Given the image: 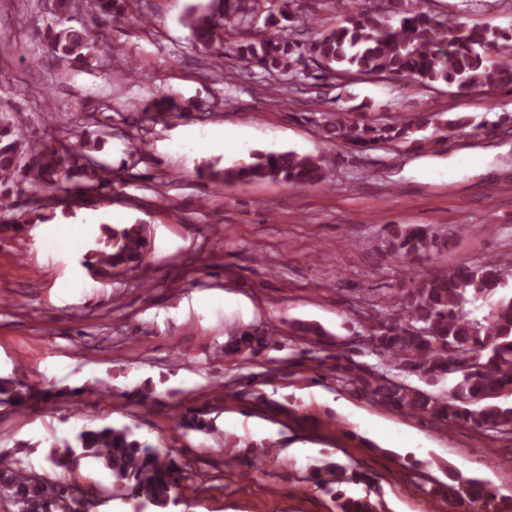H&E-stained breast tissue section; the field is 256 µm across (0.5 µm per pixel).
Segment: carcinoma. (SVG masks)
<instances>
[{
	"label": "carcinoma",
	"mask_w": 512,
	"mask_h": 512,
	"mask_svg": "<svg viewBox=\"0 0 512 512\" xmlns=\"http://www.w3.org/2000/svg\"><path fill=\"white\" fill-rule=\"evenodd\" d=\"M128 0H85L90 13L119 22ZM294 0H209L204 10L191 7L181 17L198 52L224 57L229 50L248 67L276 76L283 87L297 92L310 80L332 76L338 80L361 75H398L411 86L446 84L458 92L475 89L505 90L512 94V31L473 24L448 25L425 11L401 9L389 0L392 14L376 13L364 6L352 8L343 23L316 33L307 46L294 38L293 27L281 25L291 18ZM75 0H56L54 20L47 25L51 53L67 68L85 65L94 57L105 29L92 35L71 24ZM316 69H310V65ZM328 137L343 141L356 151L380 144H403L426 150L449 133L465 128L464 117L444 119L442 114L416 112L408 118L385 123L366 113L334 110L321 113ZM128 140L137 156L148 153L145 141L123 129L115 133ZM85 140L47 141L24 134L15 114L0 111V224L27 232L52 218L61 204L59 196L79 200L103 198L112 193V168L90 153ZM197 175L218 188L239 182L274 180L317 185L325 180L322 159L295 151L257 153L253 161L213 169L200 165ZM27 197L26 207L13 197ZM99 247L89 251L82 266L94 279H109L117 271L142 264L149 250L141 223L102 225ZM441 248L439 237L415 228L396 232L389 249L412 262L428 260ZM512 261L488 256L451 268L415 271L400 284L395 299L388 300L383 319L362 340L336 345V350L315 357L316 381L329 374L342 386H354L375 404L443 426H464L481 433L512 436V292L504 273ZM484 301L487 311L474 314L471 306ZM290 335L317 345L326 331L318 324L295 320ZM281 342L254 327H236L224 345V356L260 354ZM360 347L376 355L384 370L362 366L351 358ZM395 369L398 374H390ZM454 376L444 394H434L406 383L415 376L431 385ZM81 392L51 388L24 390L0 379V404L13 408L32 403L63 404ZM175 425L184 432L210 433L213 425L204 412L181 408ZM83 458H93L112 473L113 489L137 500L138 512L164 508L176 501L172 492L190 477L188 462H178L146 441L134 437L128 426H84L74 444L54 451L49 460L56 468L70 470ZM308 479L331 494L336 512H379L370 495L348 496L334 485L371 479L338 462L314 469ZM452 500L459 512H512V496L502 495L487 482L448 469ZM71 485L59 477L36 474L23 466L16 453L0 450V500L14 512H84L86 502L71 495Z\"/></svg>",
	"instance_id": "obj_1"
}]
</instances>
